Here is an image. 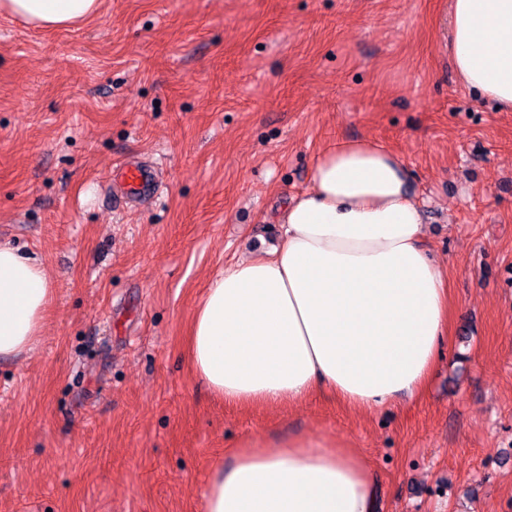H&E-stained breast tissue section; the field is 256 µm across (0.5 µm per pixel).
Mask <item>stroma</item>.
<instances>
[{
    "mask_svg": "<svg viewBox=\"0 0 512 512\" xmlns=\"http://www.w3.org/2000/svg\"><path fill=\"white\" fill-rule=\"evenodd\" d=\"M359 138L406 163L448 272L425 393L224 405L189 363L200 297ZM117 162L162 187L113 207ZM0 241L53 291L35 349L0 359V512H203L235 448L296 433L364 455L380 512H512V112L456 75L448 0H100L52 31L1 15Z\"/></svg>",
    "mask_w": 512,
    "mask_h": 512,
    "instance_id": "1",
    "label": "stroma"
}]
</instances>
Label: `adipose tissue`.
I'll return each mask as SVG.
<instances>
[{
  "instance_id": "adipose-tissue-1",
  "label": "adipose tissue",
  "mask_w": 512,
  "mask_h": 512,
  "mask_svg": "<svg viewBox=\"0 0 512 512\" xmlns=\"http://www.w3.org/2000/svg\"><path fill=\"white\" fill-rule=\"evenodd\" d=\"M99 0H0L37 29L76 25ZM461 82L512 112V0H449ZM278 246L212 280L189 336L196 376L228 405L325 392L354 409L415 398L448 334V275L430 255L410 172L391 149L339 140L291 197ZM52 290L33 257L0 243V358L38 342ZM369 461L336 438L247 441L215 467L203 512H378Z\"/></svg>"
}]
</instances>
